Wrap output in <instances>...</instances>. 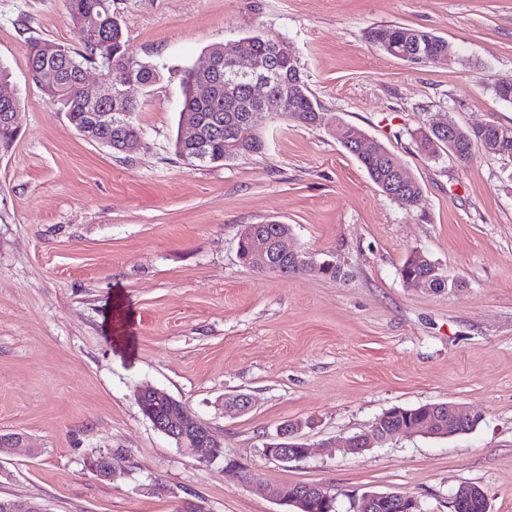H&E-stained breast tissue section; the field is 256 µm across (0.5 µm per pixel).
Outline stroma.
Masks as SVG:
<instances>
[{
    "mask_svg": "<svg viewBox=\"0 0 512 512\" xmlns=\"http://www.w3.org/2000/svg\"><path fill=\"white\" fill-rule=\"evenodd\" d=\"M127 45L157 64L141 145L85 138L44 97L25 42L73 51L65 0H0V64L21 104L0 151V495L48 512H287L257 486H327L338 512L399 492L453 512L462 483L490 512H512V161L460 167L428 158L417 132L452 120L512 126L493 85L512 75V0H111ZM423 28L452 62L411 67L368 42L370 28ZM248 34L295 48L322 114L267 126L261 153L194 165L176 154L182 76L209 47ZM358 127L422 186L406 211L336 140ZM290 225L298 250L340 263L330 280L243 266L247 224ZM420 252L459 289L406 287ZM166 391L209 422L224 457L199 461L141 413L140 387ZM253 398L231 416L224 399ZM455 402L482 412L464 435L397 437L353 454L337 442L393 407ZM306 421L305 459L265 457L288 420ZM116 455L98 479L89 457ZM244 467L248 482L224 466Z\"/></svg>",
    "mask_w": 512,
    "mask_h": 512,
    "instance_id": "35a3bbf8",
    "label": "stroma"
}]
</instances>
